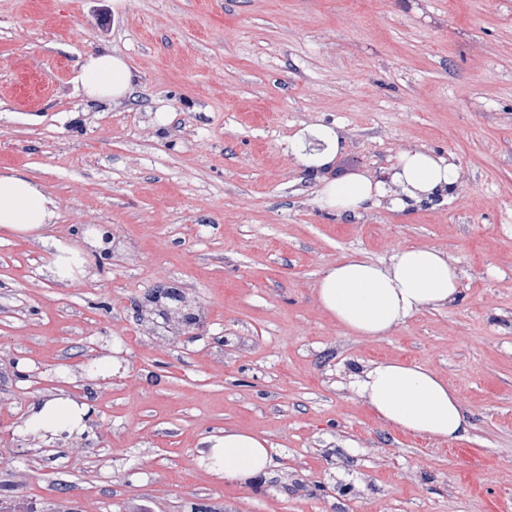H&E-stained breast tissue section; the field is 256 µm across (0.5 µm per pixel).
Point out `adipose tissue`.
Returning <instances> with one entry per match:
<instances>
[{
    "instance_id": "adipose-tissue-1",
    "label": "adipose tissue",
    "mask_w": 512,
    "mask_h": 512,
    "mask_svg": "<svg viewBox=\"0 0 512 512\" xmlns=\"http://www.w3.org/2000/svg\"><path fill=\"white\" fill-rule=\"evenodd\" d=\"M79 84L93 101L117 103L132 87V73L121 56L88 54L80 65ZM343 148L337 130L324 124L302 126L288 139L299 167L315 172L331 164ZM455 169L445 158L424 151L401 154L389 181L362 175L324 182L317 203L341 215H354L389 198L393 210L447 202ZM58 219V202L23 172L0 171V233L47 239V270L58 281L73 279L103 246L100 235L84 234L80 243L45 237ZM458 273L434 247H406L389 262L356 255L328 268L316 286L321 308L339 325L363 336H382L426 306L454 300ZM357 391L377 418L387 425L444 442L466 438L469 421L455 390L432 370L397 360L375 364L357 381ZM92 409L83 397L35 398L28 407L24 430L44 439L61 433H83ZM202 465L215 477L241 484L256 480L272 464L268 441L253 433L229 429L204 438Z\"/></svg>"
}]
</instances>
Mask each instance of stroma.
I'll return each mask as SVG.
<instances>
[{"instance_id": "35a3bbf8", "label": "stroma", "mask_w": 512, "mask_h": 512, "mask_svg": "<svg viewBox=\"0 0 512 512\" xmlns=\"http://www.w3.org/2000/svg\"><path fill=\"white\" fill-rule=\"evenodd\" d=\"M111 50L136 79L88 100L82 57ZM334 126L351 173L380 177L407 151L466 174L447 203L357 216L322 210L332 172L287 152ZM59 203L49 232L111 225L117 256L59 287L40 242L0 239V494L12 512H512V0H0V169ZM441 250L459 295L382 336L320 307L324 272L356 254ZM192 289L199 335H144L132 302ZM123 351L85 391V348ZM425 365L471 423L436 444L368 410L354 377ZM73 388L95 408L83 455L28 456L33 398ZM268 440L274 465L241 485L199 462L209 432ZM25 470V483L9 472Z\"/></svg>"}]
</instances>
